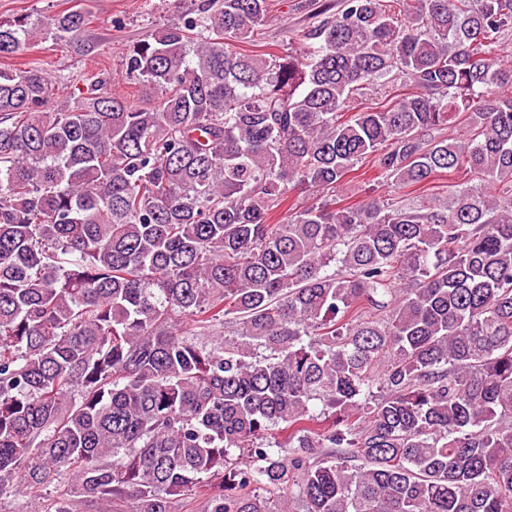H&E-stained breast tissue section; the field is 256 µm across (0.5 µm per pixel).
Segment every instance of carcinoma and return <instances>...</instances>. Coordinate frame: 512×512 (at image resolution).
Here are the masks:
<instances>
[{
	"label": "carcinoma",
	"mask_w": 512,
	"mask_h": 512,
	"mask_svg": "<svg viewBox=\"0 0 512 512\" xmlns=\"http://www.w3.org/2000/svg\"><path fill=\"white\" fill-rule=\"evenodd\" d=\"M267 17L133 44L139 106L0 69V501L512 512V0H312L297 46L232 49ZM88 24L0 21V57ZM367 159L462 182L336 205ZM453 180H449L448 174H443L436 178L432 184H429L426 188L420 191H416L411 193V189H398V188H388L387 186H383L378 188L379 192L385 195H388L391 198L394 197H403V199L408 198L411 201L417 202L422 200L421 198H429L433 196H446L448 191V182ZM387 197V198H389Z\"/></svg>",
	"instance_id": "obj_1"
}]
</instances>
